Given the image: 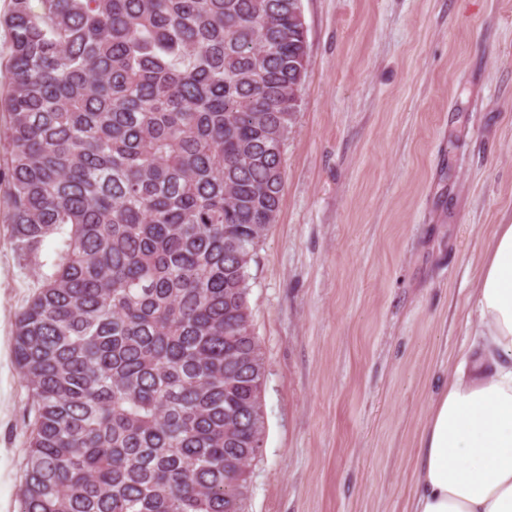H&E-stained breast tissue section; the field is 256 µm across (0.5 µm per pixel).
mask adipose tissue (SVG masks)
<instances>
[{"instance_id": "ef3b65f1", "label": "adipose tissue", "mask_w": 512, "mask_h": 512, "mask_svg": "<svg viewBox=\"0 0 512 512\" xmlns=\"http://www.w3.org/2000/svg\"><path fill=\"white\" fill-rule=\"evenodd\" d=\"M474 307L420 436L409 512H512V224L495 229Z\"/></svg>"}]
</instances>
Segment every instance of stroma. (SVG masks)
<instances>
[{
    "label": "stroma",
    "instance_id": "1",
    "mask_svg": "<svg viewBox=\"0 0 512 512\" xmlns=\"http://www.w3.org/2000/svg\"><path fill=\"white\" fill-rule=\"evenodd\" d=\"M309 61L249 269L266 433L244 512H407L419 433L512 224V0H301ZM0 208V512L31 394L9 336L56 247Z\"/></svg>",
    "mask_w": 512,
    "mask_h": 512
}]
</instances>
